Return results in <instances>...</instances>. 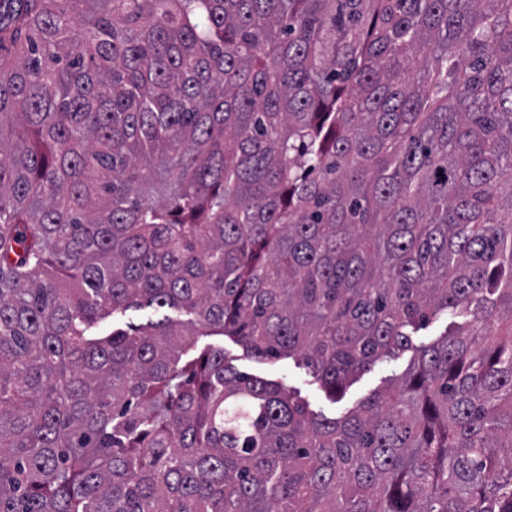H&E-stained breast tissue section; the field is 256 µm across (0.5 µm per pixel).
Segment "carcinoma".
I'll list each match as a JSON object with an SVG mask.
<instances>
[{
  "label": "carcinoma",
  "instance_id": "obj_1",
  "mask_svg": "<svg viewBox=\"0 0 512 512\" xmlns=\"http://www.w3.org/2000/svg\"><path fill=\"white\" fill-rule=\"evenodd\" d=\"M0 512H512V0H0ZM467 317L442 313L427 326L412 333V348L398 355L384 357L368 371L358 375L336 402L332 401L324 388L308 371L295 363L294 359L260 361L254 358L240 344L224 339V352L229 363L238 371L253 374L265 380L282 384L298 391L310 409L327 417L339 418L355 408L371 394L383 390L388 384L400 378L416 357L417 349L433 344L443 338L452 325L464 323Z\"/></svg>",
  "mask_w": 512,
  "mask_h": 512
}]
</instances>
